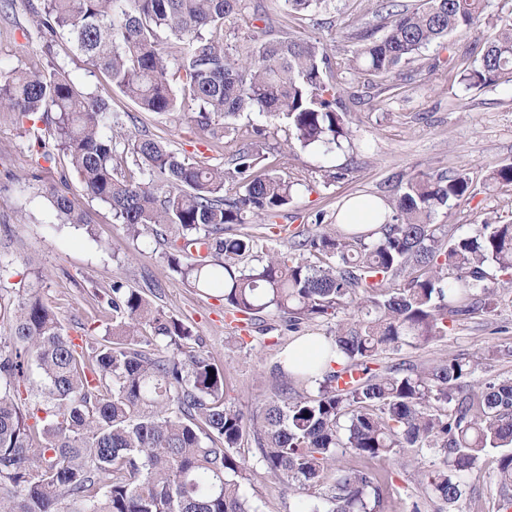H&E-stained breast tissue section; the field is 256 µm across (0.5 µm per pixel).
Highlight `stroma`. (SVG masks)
<instances>
[{"label": "stroma", "instance_id": "35a3bbf8", "mask_svg": "<svg viewBox=\"0 0 512 512\" xmlns=\"http://www.w3.org/2000/svg\"><path fill=\"white\" fill-rule=\"evenodd\" d=\"M41 0H14L0 16V66L26 67L53 54L84 92L103 97L112 111L127 116V129L165 141L176 152L210 164L226 163L231 151L190 132L181 113L141 111L112 86L107 75L92 67L67 40L46 42L30 23V10ZM263 10L300 38H317L342 59L351 49L347 35L361 22L374 21L381 0H331L318 14L290 13L284 0H259ZM512 18V0H489L480 26L451 35L449 49L429 45L417 60L403 67L399 95L386 91L385 79L363 74L348 76L347 91L358 93L353 105L350 143L344 149L320 150L285 146V132L271 116L244 112L235 121L240 130L260 124L277 129L268 157L280 171L303 176L294 204L280 212L277 223L295 229L313 226L316 216L336 220L346 204L358 197L383 198L397 184L421 174L463 173L473 182L470 197L451 202L435 221L455 234H473L484 222H512V186L489 188L490 173L512 162V82L480 89L466 88L459 69L470 65V45L492 38L501 21ZM46 130L21 133L14 113L0 112V263L10 275L0 278V297L14 299L34 286L41 299L58 314L65 333L83 349H91L112 328L108 304L113 282L130 288L155 286L154 303L188 319L204 348L226 376L228 396L243 411L255 410L272 383V370L298 336L324 337L337 321L356 322L357 309L338 319L310 323L301 332L284 330L279 318L264 316L253 328L235 327L224 313L218 291L194 288L170 272L151 238L132 241L123 225L114 223L109 207L83 196L78 182L70 189L88 211L87 225L59 224L47 188L60 184L70 168ZM53 161H44V153ZM338 180H331V173ZM512 347V286L490 314L466 323L437 342L417 348L381 353L372 366L384 369L400 363L429 362L451 355ZM430 455L409 452L390 464L392 506L388 512H411L426 493L422 479ZM467 512L479 500L490 512L497 490L496 469L481 462L464 476ZM245 495L255 512H295L297 498L285 485L260 474Z\"/></svg>", "mask_w": 512, "mask_h": 512}]
</instances>
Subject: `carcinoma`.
Here are the masks:
<instances>
[{
  "instance_id": "cac0c4a2",
  "label": "carcinoma",
  "mask_w": 512,
  "mask_h": 512,
  "mask_svg": "<svg viewBox=\"0 0 512 512\" xmlns=\"http://www.w3.org/2000/svg\"><path fill=\"white\" fill-rule=\"evenodd\" d=\"M285 2L290 12L316 13L329 0ZM485 2L422 0L391 14L380 37L353 34L339 63L317 39L274 32L276 20L246 0H43L34 25L44 37L67 33L145 112L185 108L198 134L222 142L240 113L256 111L281 118L301 148L328 153L349 139L344 74L392 76L428 45L477 26ZM228 23L251 32L241 55L229 51ZM508 75L512 20L463 81L482 87ZM0 111L50 125L83 194L106 203L132 238L164 245L182 280L222 290L225 311L246 325L274 314L297 332L359 294L366 310L323 340L336 365H275L276 384L246 413L226 399L224 370L188 345L193 326L143 289L112 283L111 336L87 355L39 297L0 301V512H254L242 493L257 475L237 454L245 442L264 474L298 496V512H381L390 492L380 464L405 448L441 460L425 479L450 507L465 495L463 475L495 455L496 512H512V376L476 379L512 350L370 367L386 350L439 341L495 311L502 294L487 282L488 266L512 283L511 223L461 236L434 223L470 195L467 175L416 176L376 212L378 229L293 233L283 254L264 250L267 235L238 229L270 222L301 182L261 165L266 127H253L233 169L206 165L123 131L107 101L78 90L53 59L0 67ZM120 144L143 178L118 171ZM49 194L60 223H89L68 189ZM408 268L405 286L388 285ZM33 364L44 387L25 395Z\"/></svg>"
}]
</instances>
